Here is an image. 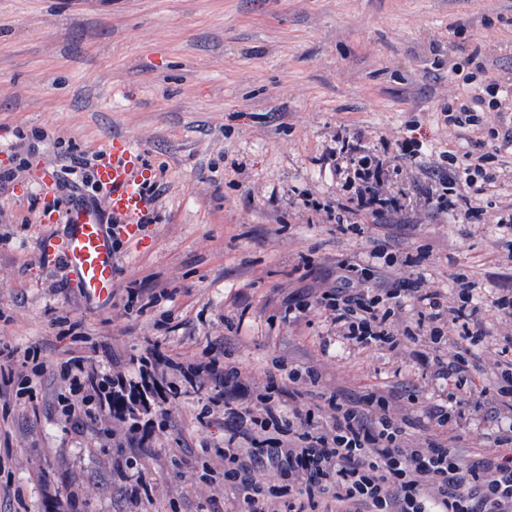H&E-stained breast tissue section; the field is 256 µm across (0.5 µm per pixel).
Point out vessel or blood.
I'll return each mask as SVG.
<instances>
[{"label": "vessel or blood", "instance_id": "vessel-or-blood-1", "mask_svg": "<svg viewBox=\"0 0 512 512\" xmlns=\"http://www.w3.org/2000/svg\"><path fill=\"white\" fill-rule=\"evenodd\" d=\"M95 179L105 191L113 216L129 238H137L145 224L152 200L148 188L154 180L139 146L124 138H113L95 163ZM62 257L82 300L104 301L112 291L117 265L112 235L94 205L70 208L62 231Z\"/></svg>", "mask_w": 512, "mask_h": 512}]
</instances>
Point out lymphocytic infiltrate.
<instances>
[{
    "mask_svg": "<svg viewBox=\"0 0 512 512\" xmlns=\"http://www.w3.org/2000/svg\"><path fill=\"white\" fill-rule=\"evenodd\" d=\"M500 84L475 94L472 104L448 109V122L459 128L483 125L480 106H504ZM492 152L449 153L452 175L426 193L440 212L480 220L485 208L473 197L486 194L496 175ZM336 171L344 177L348 196L337 200L332 219L338 233L372 237L375 227L402 213L405 204L384 189L387 162L367 153L349 136L336 137ZM478 283L461 275L451 295L431 288L424 277L372 285L359 277L358 265L336 262V278L320 289L313 302L289 300L284 319L306 318L311 307L322 309L336 343L364 349L407 351L429 365L444 381L448 399L418 406L416 394L398 383L364 395L338 389L324 398L329 421H321L303 404L304 390L318 386L313 367H287L276 362L265 371L262 386L242 383V371L211 359L205 370L224 400V486L237 496L236 512H512V422L501 426L491 447L472 450L463 433L466 408L489 405L512 413V331L497 340L492 363L481 354L487 331L476 303ZM415 310L406 318V310ZM112 400L123 406L127 395L167 399L169 384L155 366L113 352ZM137 365V376L126 369ZM27 373L16 376V367ZM490 372L492 385L478 389L472 374ZM47 366L38 347L20 350L0 343V381L17 383V397H32L33 380ZM288 387H280L279 375ZM71 395L67 415L81 420L83 404L102 398L98 369L88 357L72 356L61 367ZM425 431L422 439L414 431Z\"/></svg>",
    "mask_w": 512,
    "mask_h": 512,
    "instance_id": "f902f5d3",
    "label": "lymphocytic infiltrate"
}]
</instances>
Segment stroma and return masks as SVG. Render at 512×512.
<instances>
[{"instance_id":"stroma-1","label":"stroma","mask_w":512,"mask_h":512,"mask_svg":"<svg viewBox=\"0 0 512 512\" xmlns=\"http://www.w3.org/2000/svg\"><path fill=\"white\" fill-rule=\"evenodd\" d=\"M473 54L489 80L512 84V0H0V170L18 164V140L33 147L26 175L0 183V341L37 346L48 362L36 405L0 409V512L235 510L223 404L211 425L196 420L210 388L169 398V426L148 448L120 446L62 412L60 366L74 355L143 358L151 339L183 368L236 363L252 385L282 359L323 368L327 389L401 381L438 399L408 355L326 352L318 312L300 326L283 315L288 296L335 279L337 260L367 261L370 243L308 206L343 193L334 148L346 128L375 153L421 143L391 182L409 209L387 234L421 251L433 286L451 291L460 273L479 283L486 330L505 331L492 302L512 290V261L493 216L471 223L422 206L449 174L447 151H472L477 138L446 121L449 103L471 95ZM115 137L139 145L159 188L139 242L112 224L120 274L111 300L92 307L46 257L67 199L36 178ZM134 452L153 489L137 506L116 469ZM181 458L205 461L212 482Z\"/></svg>"}]
</instances>
